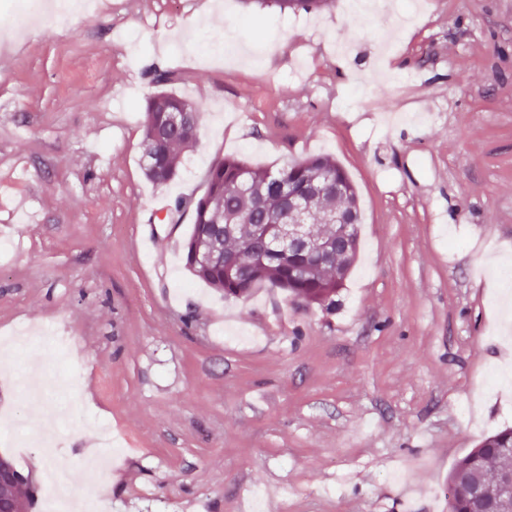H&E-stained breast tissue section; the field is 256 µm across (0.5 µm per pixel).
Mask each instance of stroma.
<instances>
[{"label": "stroma", "instance_id": "1", "mask_svg": "<svg viewBox=\"0 0 512 512\" xmlns=\"http://www.w3.org/2000/svg\"><path fill=\"white\" fill-rule=\"evenodd\" d=\"M386 5L103 0L0 43V335L54 325L77 390L55 458L0 442L30 512L56 463L106 512H253L256 491L265 512H448L454 464L512 427V0ZM156 65L202 108L165 186L140 161ZM319 153L363 217L333 312L223 299L184 267L192 212L149 220L215 159ZM33 362L0 358V408L36 428L10 382ZM104 421L122 453L92 473ZM258 2H271L280 12H288V10L316 12L328 7L333 0H258Z\"/></svg>", "mask_w": 512, "mask_h": 512}]
</instances>
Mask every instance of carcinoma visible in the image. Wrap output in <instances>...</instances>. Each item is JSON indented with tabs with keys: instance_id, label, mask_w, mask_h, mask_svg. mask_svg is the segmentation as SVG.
<instances>
[{
	"instance_id": "1",
	"label": "carcinoma",
	"mask_w": 512,
	"mask_h": 512,
	"mask_svg": "<svg viewBox=\"0 0 512 512\" xmlns=\"http://www.w3.org/2000/svg\"><path fill=\"white\" fill-rule=\"evenodd\" d=\"M280 11L316 12L333 0H269ZM170 112L183 113L182 128L167 133ZM200 106L193 101L160 90L148 97L143 112L141 151L146 177L166 185L179 174L187 151L198 141ZM205 192L196 199L177 200L174 210L190 208L194 223L184 242L188 271L226 297L250 294L258 285L278 288L307 306H336V294L344 285L359 249L362 224L358 195L352 181L336 160L328 155L307 156L279 169L254 167L239 158L217 160L205 176ZM305 200L308 222L317 237H336V225L327 216L336 210L355 216L348 239L326 260L300 252L271 256L264 261L248 259V243L254 226L267 224L283 204V192ZM206 240L217 259L201 264L196 245ZM512 427L485 437L459 459L445 487L448 512H473L472 487L480 482L488 494L496 492L497 475L512 468Z\"/></svg>"
}]
</instances>
